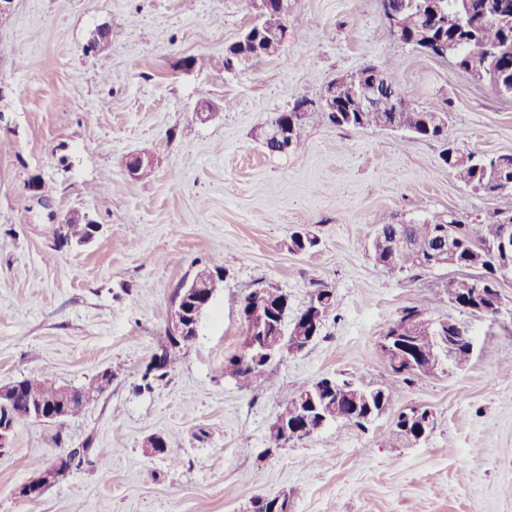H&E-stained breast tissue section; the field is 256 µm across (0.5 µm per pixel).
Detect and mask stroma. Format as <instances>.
<instances>
[{
    "instance_id": "35a3bbf8",
    "label": "stroma",
    "mask_w": 512,
    "mask_h": 512,
    "mask_svg": "<svg viewBox=\"0 0 512 512\" xmlns=\"http://www.w3.org/2000/svg\"><path fill=\"white\" fill-rule=\"evenodd\" d=\"M293 3L283 50L233 73L187 60L223 55L253 22L251 0H16L0 18V385L42 375L82 387L123 368L76 415L16 425L0 456V512H246L293 488L291 512H512V279L502 315L486 317L449 304L454 270L390 272L368 251L388 219L489 224L512 208L440 161L447 144L512 154V100L399 39L381 0ZM101 25L118 41L86 52ZM368 64L393 68L415 107L446 105L447 142L325 124L298 151L260 147L277 113ZM204 96L222 106L207 121L193 112ZM134 152L153 160L140 179L125 169ZM73 213L96 224L90 241L63 242ZM302 226L319 244L295 253ZM205 263L224 286L168 376L144 388L174 294ZM317 282L335 294L320 338L274 363V384L239 389L225 365L242 342L241 298L274 287L296 314ZM406 307L467 323L469 365L394 373L380 343ZM322 376L389 385L393 405L367 429L331 422L275 447L281 391ZM411 407L433 425L402 444L390 431ZM154 434L167 456L144 454ZM82 447L89 462L38 500L16 495L40 465Z\"/></svg>"
}]
</instances>
